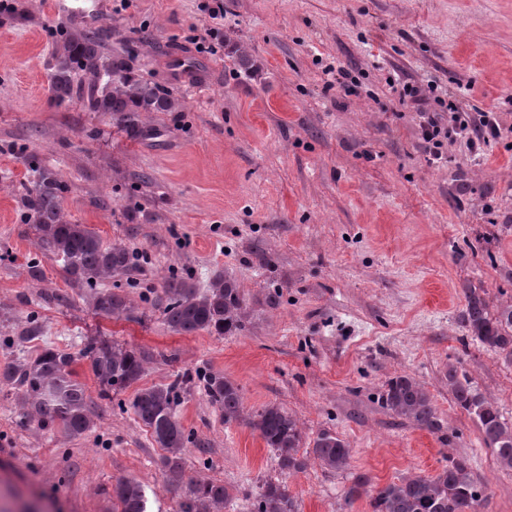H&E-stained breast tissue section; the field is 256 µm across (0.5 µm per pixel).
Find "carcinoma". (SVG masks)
I'll list each match as a JSON object with an SVG mask.
<instances>
[{
	"mask_svg": "<svg viewBox=\"0 0 512 512\" xmlns=\"http://www.w3.org/2000/svg\"><path fill=\"white\" fill-rule=\"evenodd\" d=\"M61 44L53 55L51 92L61 104L74 85H83L89 110L110 113L132 137L152 133L141 119L142 112H173L175 99L163 87L135 73L137 50L129 47L108 55L97 28L76 27L51 33ZM65 185L58 174L44 168L33 188L26 190L21 204L33 224L37 245L46 254L63 260V269L75 282L95 289L91 306L99 315L129 320L135 307L123 293L107 282L137 270L140 255L127 246L106 243L84 224H74L62 204ZM465 303L459 320L468 338L512 364V301L492 311L481 288L464 289ZM156 302L163 307L165 322L175 333L193 335L201 331L223 336L245 328V299L237 283L227 276L213 278L205 289L191 276H172L162 284ZM90 361L98 383V397L127 389L144 374L150 356L137 349L107 341L88 343L77 354L45 348L33 360L12 364L0 379L17 390L21 411L17 424L41 430L61 429L70 439L84 437L95 425L94 400L74 378L73 364ZM444 377L455 404L476 423L484 443L491 448L499 467L512 472V422L503 418L497 404L473 385L469 376L448 364ZM198 384L209 401L224 411V422H241L257 433L274 454L283 473L305 470L309 461L331 472L350 467L349 443L335 432L323 429L310 437L293 413L277 404L246 412L239 388L223 374L186 370L169 383L135 391L131 409L164 451L165 482L174 488L186 486L182 512H223L228 488L211 480H185V453L191 434L180 422L177 407L182 393ZM381 407L393 418L431 432L442 428L432 398L410 374L389 378L380 392ZM369 480L352 476L345 502L369 494L371 512H478L487 499V487L473 476L462 460L448 457V465L434 476L410 473L368 492ZM112 499L121 512H147L143 486L129 478L112 484ZM250 512H300L297 500L285 486L265 481L250 503Z\"/></svg>",
	"mask_w": 512,
	"mask_h": 512,
	"instance_id": "obj_1",
	"label": "carcinoma"
}]
</instances>
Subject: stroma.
<instances>
[{
  "label": "stroma",
  "mask_w": 512,
  "mask_h": 512,
  "mask_svg": "<svg viewBox=\"0 0 512 512\" xmlns=\"http://www.w3.org/2000/svg\"><path fill=\"white\" fill-rule=\"evenodd\" d=\"M0 11V370L44 347L77 355L106 338L148 352L142 385L183 370L224 373L246 411L277 403L308 434L339 433L349 471L312 463L281 473L245 425L225 423L202 389L177 414L195 436L186 474L226 484L224 512H249L282 482L301 512H370L345 503L355 474L378 489L464 459L490 492L480 512H512V472L497 468L443 374L456 364L512 421V365L464 341L463 290L512 299V0H12ZM223 4V20L210 11ZM103 29L104 50L138 44L134 68L177 99L143 113L130 139L82 93L51 98V30ZM354 85L328 86L329 66ZM430 109L496 112L501 133L473 151L444 141L429 163L403 85ZM59 173L69 219L143 253L141 280L232 277L248 322L232 336L173 333L144 288L134 320L95 314L60 259L44 254L18 199L39 171ZM37 317L41 337L19 334ZM409 374L433 397L441 432L391 418L378 395ZM98 400L85 437L22 428L0 383V512H117L116 478L140 482L149 512H181L163 451L128 407Z\"/></svg>",
  "instance_id": "1"
}]
</instances>
